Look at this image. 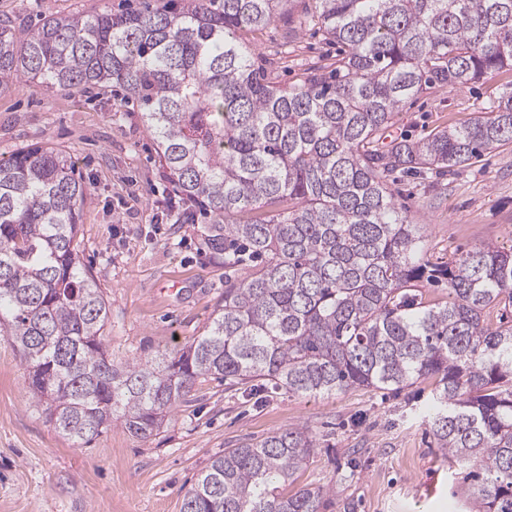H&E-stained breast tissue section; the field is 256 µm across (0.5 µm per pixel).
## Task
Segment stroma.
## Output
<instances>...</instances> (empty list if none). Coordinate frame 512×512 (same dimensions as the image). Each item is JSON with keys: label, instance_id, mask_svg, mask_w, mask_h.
I'll list each match as a JSON object with an SVG mask.
<instances>
[{"label": "stroma", "instance_id": "obj_1", "mask_svg": "<svg viewBox=\"0 0 512 512\" xmlns=\"http://www.w3.org/2000/svg\"><path fill=\"white\" fill-rule=\"evenodd\" d=\"M141 0H0V16L36 22ZM258 63L281 67L290 86L335 45L278 19L254 34ZM512 82L493 73L462 88L431 89L407 102L387 139H419L492 110ZM52 143L86 186L79 254L109 304L105 329L115 361L155 358L189 345L224 298V258L207 244L209 222L174 223L181 211L168 170L138 111L120 97L19 85L0 95V159ZM392 189L427 226L430 261L479 244L512 249V145L439 175H402ZM433 381L401 392L354 388L316 398L264 387L231 390L198 380L164 426L139 439L113 423L90 445L74 444L30 405L28 375L0 336V512H180L200 470L225 449L289 427L319 446L297 486L335 488L325 512H479L466 470L437 447L425 416Z\"/></svg>", "mask_w": 512, "mask_h": 512}]
</instances>
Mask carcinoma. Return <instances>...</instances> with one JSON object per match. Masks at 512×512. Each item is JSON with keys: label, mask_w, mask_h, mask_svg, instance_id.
<instances>
[{"label": "carcinoma", "mask_w": 512, "mask_h": 512, "mask_svg": "<svg viewBox=\"0 0 512 512\" xmlns=\"http://www.w3.org/2000/svg\"><path fill=\"white\" fill-rule=\"evenodd\" d=\"M296 2L165 0L44 18L21 35L0 19V92H118L224 253V303L201 335L115 364L109 305L77 248L86 187L56 148H20L0 160V336L33 406L79 445L114 418L153 436L200 378L316 396L432 377L438 447L469 467L482 512H512V319L485 318L512 307V252L477 245L430 263L425 225L390 188L512 144V90L466 124L380 142L423 90L512 71V0H315L304 22L341 53L283 87L241 34L293 17ZM424 283L448 286V301ZM315 448L303 427L229 448L181 512H323L329 492L288 490Z\"/></svg>", "instance_id": "1"}]
</instances>
